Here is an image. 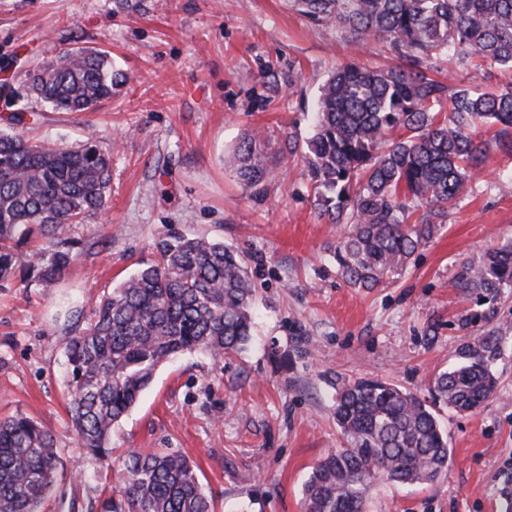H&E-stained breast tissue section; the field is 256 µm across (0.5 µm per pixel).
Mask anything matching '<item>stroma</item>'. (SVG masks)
<instances>
[{
  "instance_id": "35a3bbf8",
  "label": "stroma",
  "mask_w": 512,
  "mask_h": 512,
  "mask_svg": "<svg viewBox=\"0 0 512 512\" xmlns=\"http://www.w3.org/2000/svg\"><path fill=\"white\" fill-rule=\"evenodd\" d=\"M76 47L103 50L129 83L92 112L27 102V134L71 145L95 134L112 154L108 209L73 225L78 258L51 291L0 288V418L26 415L52 431L63 460L43 512H101L114 475L75 444L65 410V346L94 302L179 232L242 253L257 286L255 327L243 352L212 361L186 352L160 368L112 431V455L163 449L198 468L215 512H301L313 467L339 446L332 418L338 378H377L430 396L431 379L489 327L504 336L493 396L477 410L440 406L448 467L432 483L377 487L371 512H504L512 502V291L492 322L457 329L476 296L457 286L465 263L512 240V158L491 152L472 193L415 263L371 292L347 287L326 259L337 234L321 218L301 154L261 190L224 158L263 128L271 149L304 142L327 75L355 60L389 59L353 46L288 0H0V113L25 94L24 66ZM448 85L494 90L496 66L438 64Z\"/></svg>"
}]
</instances>
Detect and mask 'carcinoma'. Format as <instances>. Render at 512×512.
Wrapping results in <instances>:
<instances>
[{
  "label": "carcinoma",
  "mask_w": 512,
  "mask_h": 512,
  "mask_svg": "<svg viewBox=\"0 0 512 512\" xmlns=\"http://www.w3.org/2000/svg\"><path fill=\"white\" fill-rule=\"evenodd\" d=\"M316 23H333L350 42H374L394 62H354L320 87L304 160L314 206L342 225L329 247L338 277L370 291L402 274L444 227L448 209L477 179L492 151L512 157V84L496 92L454 87L433 75L446 57L467 70L490 62L512 73V0H289ZM30 95L56 112H88L127 83L109 53L73 48L26 71ZM448 114L442 115L443 103ZM496 128L490 139L477 129ZM244 133L229 156L243 185L272 169ZM110 151L90 136L47 145L0 130V286L16 277L51 288L77 257L72 225L108 207ZM156 263L100 298L93 318L65 347L67 412L79 447L112 470V429L157 370L186 351L214 360L245 348L256 289L244 257L204 237L170 234ZM457 286L475 291L486 321L512 288V242L464 264ZM501 337L490 331L459 349V363L432 379V401L379 379L336 386L340 448L320 460L303 490L304 512H368L376 486L436 480L448 467V440L435 408L474 411L495 391L489 362ZM60 455L49 429L16 414L0 420V512H42ZM103 512H215L186 457L128 454L117 495Z\"/></svg>",
  "instance_id": "1"
}]
</instances>
